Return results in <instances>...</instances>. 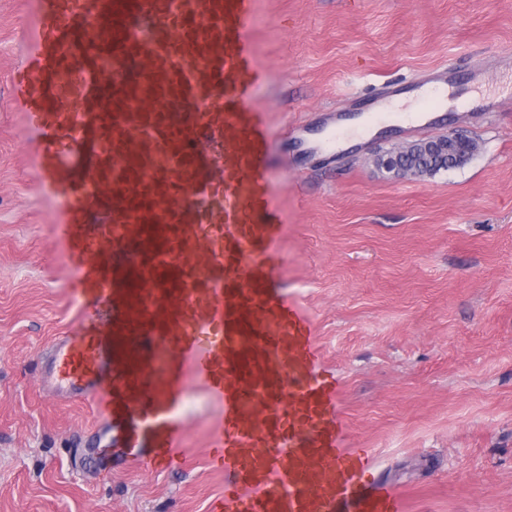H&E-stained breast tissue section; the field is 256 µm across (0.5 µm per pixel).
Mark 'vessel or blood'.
I'll use <instances>...</instances> for the list:
<instances>
[{"mask_svg": "<svg viewBox=\"0 0 512 512\" xmlns=\"http://www.w3.org/2000/svg\"><path fill=\"white\" fill-rule=\"evenodd\" d=\"M253 5L42 0L10 93L42 143L35 177L60 205L53 234L85 300L79 329L47 346L43 381L103 407L99 440L148 467L187 455L186 386L204 385L220 406L223 512H406L375 456L345 447L312 323L275 291L283 221L252 103ZM428 82L446 102L456 71ZM433 120L382 106L361 132Z\"/></svg>", "mask_w": 512, "mask_h": 512, "instance_id": "b4317fda", "label": "vessel or blood"}]
</instances>
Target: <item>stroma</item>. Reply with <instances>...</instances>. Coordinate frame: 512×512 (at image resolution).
<instances>
[{
	"instance_id": "1",
	"label": "stroma",
	"mask_w": 512,
	"mask_h": 512,
	"mask_svg": "<svg viewBox=\"0 0 512 512\" xmlns=\"http://www.w3.org/2000/svg\"><path fill=\"white\" fill-rule=\"evenodd\" d=\"M40 0H0V512H215L205 450L220 409L186 401L191 453L163 471L91 468L100 414L42 388L46 346L79 327L37 134L10 95ZM254 105L267 113L284 219L283 293L340 383L345 444L367 448L406 512H512V0H257ZM462 81L423 134L383 126L300 156V128L343 121L391 83ZM457 130L463 165L394 177L378 153Z\"/></svg>"
}]
</instances>
